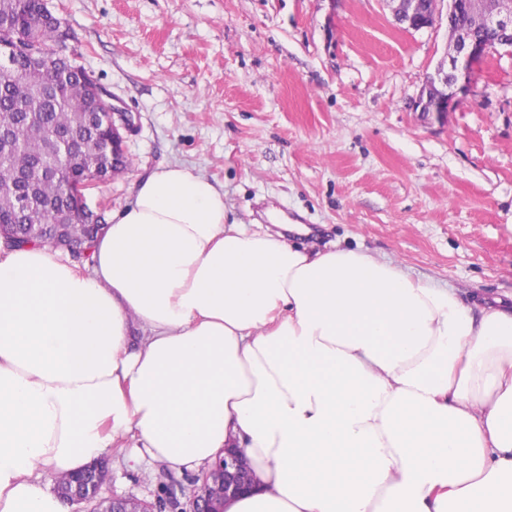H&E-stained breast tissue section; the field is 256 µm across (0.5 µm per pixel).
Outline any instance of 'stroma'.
Returning a JSON list of instances; mask_svg holds the SVG:
<instances>
[{
    "label": "stroma",
    "mask_w": 512,
    "mask_h": 512,
    "mask_svg": "<svg viewBox=\"0 0 512 512\" xmlns=\"http://www.w3.org/2000/svg\"><path fill=\"white\" fill-rule=\"evenodd\" d=\"M81 64L128 112L129 165L86 190L115 213L167 164L224 190L229 220L268 209L464 299L512 301V52L474 65L445 121L415 106L448 28H401L387 0H46ZM107 492L148 498L188 474L108 459Z\"/></svg>",
    "instance_id": "obj_1"
}]
</instances>
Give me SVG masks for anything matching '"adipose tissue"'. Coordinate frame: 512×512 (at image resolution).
Listing matches in <instances>:
<instances>
[{"label":"adipose tissue","mask_w":512,"mask_h":512,"mask_svg":"<svg viewBox=\"0 0 512 512\" xmlns=\"http://www.w3.org/2000/svg\"><path fill=\"white\" fill-rule=\"evenodd\" d=\"M240 449L224 512H512V307L397 263L228 221L159 167L83 269L0 239V512H71L58 477Z\"/></svg>","instance_id":"ef3b65f1"}]
</instances>
